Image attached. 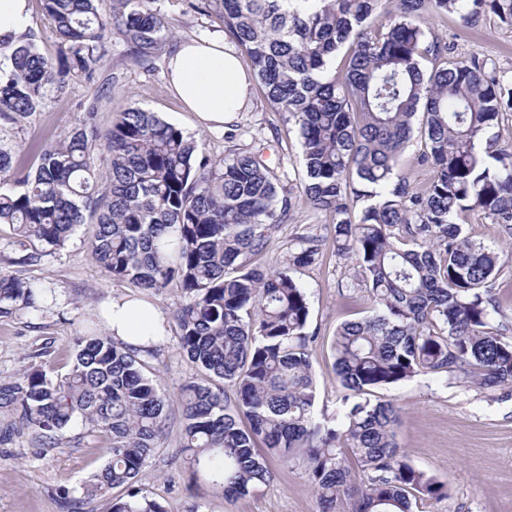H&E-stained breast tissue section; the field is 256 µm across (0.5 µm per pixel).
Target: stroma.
Returning a JSON list of instances; mask_svg holds the SVG:
<instances>
[{
  "label": "stroma",
  "mask_w": 512,
  "mask_h": 512,
  "mask_svg": "<svg viewBox=\"0 0 512 512\" xmlns=\"http://www.w3.org/2000/svg\"><path fill=\"white\" fill-rule=\"evenodd\" d=\"M195 2L154 0L174 37L149 61H138L115 35L106 45L94 81L75 77L63 91L49 93L33 119L8 132L9 139L21 147L19 163L30 162L45 145L58 142L77 127L89 103H97L99 123L106 129L115 112L136 102L205 142L212 156H223L234 145L242 148L262 142L268 146L266 157L272 165L292 176L301 171L298 135L282 132L280 117L270 110L260 85H252L246 110L219 128L199 125L171 91L166 64L179 42L226 38L222 21L196 12ZM425 27L447 41L456 55L479 56L512 75V27L490 16L467 25L454 14L430 19ZM457 222L474 242L503 251L512 247V238L481 212H462ZM332 228L329 214L298 204L292 219L270 230L264 255L268 262L282 258L306 233L326 241L321 260L293 272L307 293V330L317 336L311 363L317 386L314 413L319 419L335 417L343 404L344 391L331 352L336 329L370 311L366 292L352 287L347 263L335 253ZM94 232V225H81L63 248L49 250L37 265L20 266L14 233L0 224V273L41 279L55 294L43 312H21L0 320V378L12 375L28 354L47 343L52 351L42 357V365L49 372H62L61 357L74 338L93 325L105 330V323L98 320L104 305L126 296L152 303L168 319L163 338L141 358L160 391L177 399L186 382L205 380L182 350L171 320L183 296L172 286L151 292L113 279L89 258ZM375 397L400 408L396 442L411 463L448 483L447 498L420 501L416 512H512V394L421 374L377 390ZM67 435L68 443L45 457L26 435L0 446V512H63L60 490L78 492L104 465L107 454L102 439L86 434L78 422ZM181 446L182 423L175 414L138 481L165 512H186L194 502L200 503L202 512H318L308 474L298 461L272 460L274 477L269 485L257 494L228 501L222 489L192 479L182 463Z\"/></svg>",
  "instance_id": "obj_1"
}]
</instances>
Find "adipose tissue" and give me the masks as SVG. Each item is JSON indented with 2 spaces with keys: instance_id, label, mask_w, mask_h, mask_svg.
Masks as SVG:
<instances>
[{
  "instance_id": "1",
  "label": "adipose tissue",
  "mask_w": 512,
  "mask_h": 512,
  "mask_svg": "<svg viewBox=\"0 0 512 512\" xmlns=\"http://www.w3.org/2000/svg\"><path fill=\"white\" fill-rule=\"evenodd\" d=\"M167 71L175 93L202 126L224 125L246 108L251 73L221 41L181 42ZM106 320L113 337L138 349L158 342L166 331L163 313L141 299L113 298L106 306Z\"/></svg>"
}]
</instances>
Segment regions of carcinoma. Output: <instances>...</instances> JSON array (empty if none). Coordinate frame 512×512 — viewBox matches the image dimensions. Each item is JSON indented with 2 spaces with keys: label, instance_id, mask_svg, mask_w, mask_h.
Here are the masks:
<instances>
[{
  "label": "carcinoma",
  "instance_id": "carcinoma-1",
  "mask_svg": "<svg viewBox=\"0 0 512 512\" xmlns=\"http://www.w3.org/2000/svg\"><path fill=\"white\" fill-rule=\"evenodd\" d=\"M204 0L224 22L274 111L297 127L300 190L263 159L262 147L213 158L205 144L156 113L130 105L102 134L98 107L20 166L0 139V224L13 228L33 265L38 246L62 248L81 224L96 231L91 259L117 280L184 301L173 320L180 345L210 378L188 382L178 402L183 463L231 499L273 478L268 461L300 458L320 512H414L447 485L412 465L395 441L400 414L375 390L419 374L512 391V340L494 327V280L508 257L475 243L456 217L477 210L512 234V149L484 138L512 112V80L487 60L450 55L428 35L429 16L465 23L489 14L512 27V0ZM67 53L34 44L0 47V129L30 119L50 90L92 79L105 44L121 36L140 60L168 34L145 0H43ZM425 138L421 188L398 171L414 133ZM334 217L336 254L354 265L371 314L346 321L331 343L344 409L314 417L309 304L291 270L322 256L323 240L299 237L269 266L254 263L267 231L291 218L297 198ZM366 205L354 212L358 202ZM52 299L35 278L0 275V318L38 312ZM170 404L138 350L94 328L75 338L68 370L31 363L0 379V445L28 432L47 455L75 421L107 440L108 461L66 512L122 487L112 512H165L138 476L158 448Z\"/></svg>",
  "mask_w": 512,
  "mask_h": 512
}]
</instances>
